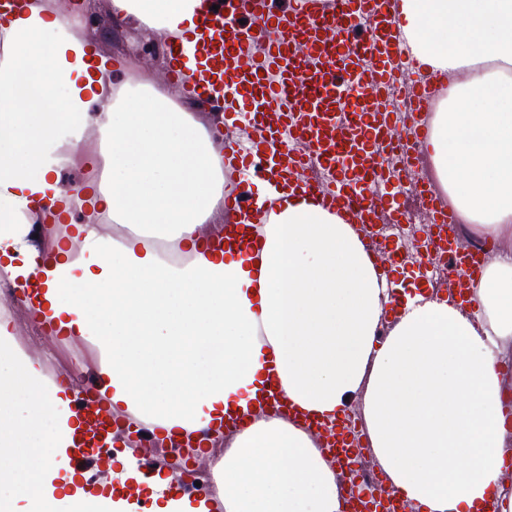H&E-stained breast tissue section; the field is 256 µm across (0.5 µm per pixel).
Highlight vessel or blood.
Listing matches in <instances>:
<instances>
[{
  "label": "vessel or blood",
  "instance_id": "b4317fda",
  "mask_svg": "<svg viewBox=\"0 0 512 512\" xmlns=\"http://www.w3.org/2000/svg\"><path fill=\"white\" fill-rule=\"evenodd\" d=\"M190 37L164 41V63L174 84L203 109L219 112L225 127L253 122L255 137L225 145L224 169L241 177L234 192L224 198V216L251 215L265 223L268 212L257 209L250 178L274 181L289 188L314 192L324 205L343 212L348 223L370 224L376 200L389 203L395 221H403L398 187L414 163L403 153L385 166L384 150L400 140L395 127L397 70L395 59H409L398 24L399 0H296L293 7L271 9L267 0H208ZM195 43L186 55L185 40ZM306 144L302 153L277 158V145ZM309 167L323 170L316 183L305 177ZM429 223L425 239L446 259L456 276L455 292L468 300L486 263L487 252L460 245L449 211L436 195H429ZM86 369L81 379L64 371L48 372L43 383L44 404L70 400L71 416H59L61 445L55 448L41 473L49 480L63 465L78 483L76 494L90 499L93 512H149L146 488L129 484L120 492L102 486L97 469L112 458L111 392L101 383L97 347L84 340ZM134 435H147L146 445L133 449L138 470L147 477H170L171 500H188L199 512H224L220 477L211 473L205 486L171 478V461H209L223 458L214 448L198 447L194 436L175 438L176 456L159 448L157 432L127 424ZM353 422L337 421L330 448L336 455L365 445ZM399 497L379 506L369 496L355 493L347 512H404Z\"/></svg>",
  "mask_w": 512,
  "mask_h": 512
}]
</instances>
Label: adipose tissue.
<instances>
[{"instance_id": "ef3b65f1", "label": "adipose tissue", "mask_w": 512, "mask_h": 512, "mask_svg": "<svg viewBox=\"0 0 512 512\" xmlns=\"http://www.w3.org/2000/svg\"><path fill=\"white\" fill-rule=\"evenodd\" d=\"M202 0H110L114 20L157 40L194 30ZM400 26L425 79L449 86L420 149L471 235L497 242L476 301L415 294L392 306L355 225L287 187L257 241L209 246L224 230V145L170 96L112 67L55 0H32L0 41V283L37 289L27 311L93 337L112 407L177 434L227 413L246 424L224 452V512H343L344 490L312 434L254 419L260 391L333 421L357 407L372 455L411 512H512V0H401ZM90 179L68 193L63 171ZM61 224L51 251L27 227ZM386 338L377 329L384 319ZM0 512H56L39 474L56 446L42 387L0 335ZM120 478L148 482L172 512L168 480L126 455Z\"/></svg>"}]
</instances>
